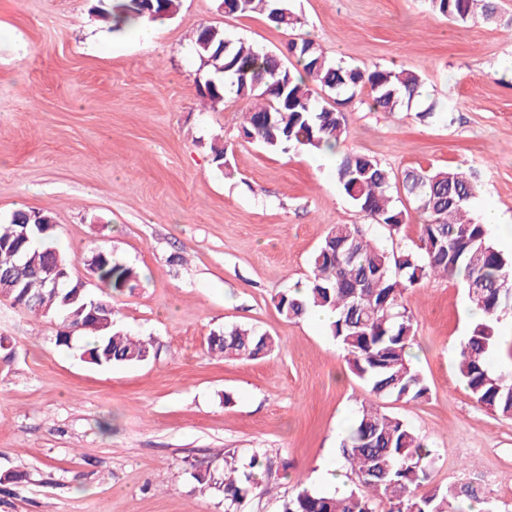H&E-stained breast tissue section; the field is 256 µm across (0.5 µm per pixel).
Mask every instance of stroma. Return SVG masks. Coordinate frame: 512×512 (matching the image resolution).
<instances>
[{
	"label": "stroma",
	"mask_w": 512,
	"mask_h": 512,
	"mask_svg": "<svg viewBox=\"0 0 512 512\" xmlns=\"http://www.w3.org/2000/svg\"><path fill=\"white\" fill-rule=\"evenodd\" d=\"M96 0H0V221L18 209L52 216L75 277L95 296L85 260L104 249L142 274L114 297L118 325L151 338L130 366L83 358L89 343L56 344L58 326L0 296V512H224L195 479L232 452L264 453L272 493L238 512H279L298 483L328 492L327 463L362 404L404 419L435 452L433 484L468 483L512 512V418L478 405L457 374L470 326L458 282L423 279L405 294L416 325L413 365L428 397L375 398L327 327L290 320L281 293L307 283L330 227L356 224L389 249L413 247L420 216L398 235L359 214L317 152L271 150L241 132L250 99L218 108L200 86L212 74L193 43L202 25L284 52L291 38L332 59L419 75L410 108L379 112L368 96L335 106L346 149L394 172L457 167L474 175L471 215L512 219V0L504 23H456L427 0H288L300 25L227 16L219 0H180L152 43L109 30ZM27 50V64L17 55ZM225 150L216 164L213 146ZM234 325L278 338L260 359L210 353Z\"/></svg>",
	"instance_id": "stroma-1"
}]
</instances>
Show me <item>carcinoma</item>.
Segmentation results:
<instances>
[{
  "mask_svg": "<svg viewBox=\"0 0 512 512\" xmlns=\"http://www.w3.org/2000/svg\"><path fill=\"white\" fill-rule=\"evenodd\" d=\"M431 11L452 21L482 20L495 23V0H428ZM179 8V0H108L99 14L113 31L132 21H157ZM279 13L275 24L295 28L299 18L285 0H240L233 14ZM201 56L222 55L224 73L213 75L214 85L204 98L216 104L231 89L239 97L259 101L243 113L244 136L273 150L290 147L321 150L341 148L344 123L339 113L320 107L306 84L314 79L322 90L350 103L369 89L372 107L396 112L412 102L421 86L409 70L362 69L328 58L315 42L301 38L309 48L296 52L295 68L288 57L233 41L224 30L202 25L193 34ZM337 180L355 209L375 224L398 234L408 211L391 195L401 183L406 197L423 217L420 243L414 248L389 250L368 239L356 224L330 228L312 259V275L301 290L279 295L277 307L287 319H298L312 309L334 314L329 333L348 356L351 371L377 397L406 402L425 398L429 388L411 364L413 317L402 304L405 291L431 275L453 277L465 289L470 302L483 312L461 344L458 374L478 404L503 417H512V375L496 373L489 356L500 347L498 323L512 312V257L491 243L485 225L468 217L477 185L465 172L453 168L406 169L397 174L365 153H343ZM38 211L19 209L0 224V273L10 269V279L0 281V295L36 316L59 322L56 342L69 345L72 335L87 334V349L97 365H136L154 351L151 339L124 333L116 324L117 311L100 310L87 290L77 291L67 255L55 243L53 218L44 215L37 227ZM30 225L28 237L21 225ZM95 277L114 293L131 290L140 275L130 265L115 260L107 250L92 253ZM60 263L67 277L59 295L44 283L37 267ZM208 349L226 358L255 359L273 353L278 343L268 333L232 326L213 332ZM341 455L358 483L357 489L336 494L320 493L302 485L284 500L280 512H455L465 502L488 503L469 484L434 486L419 493L429 479L434 450L402 418L361 406L355 426L341 443ZM262 466L261 454L240 462L226 455L224 471L205 470L196 480L224 495V512H237L249 491L260 485L253 469Z\"/></svg>",
  "mask_w": 512,
  "mask_h": 512,
  "instance_id": "obj_1",
  "label": "carcinoma"
}]
</instances>
